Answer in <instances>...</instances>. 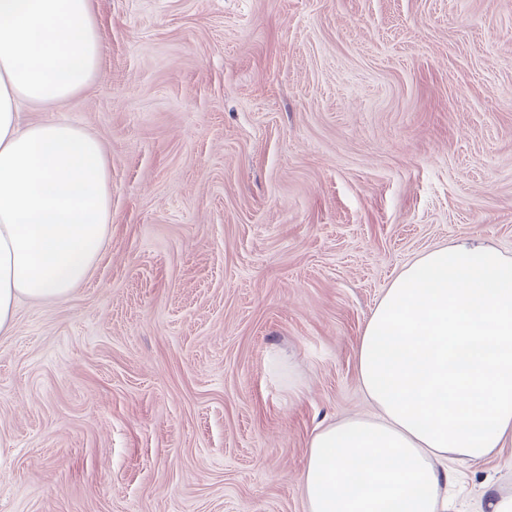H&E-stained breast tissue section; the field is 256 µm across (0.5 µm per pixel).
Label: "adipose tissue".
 <instances>
[{"instance_id": "adipose-tissue-1", "label": "adipose tissue", "mask_w": 512, "mask_h": 512, "mask_svg": "<svg viewBox=\"0 0 512 512\" xmlns=\"http://www.w3.org/2000/svg\"><path fill=\"white\" fill-rule=\"evenodd\" d=\"M91 0H0V332L66 299L100 256L112 178L99 137L24 106L64 103L99 64ZM374 407L316 431L307 512H447L449 462L512 445V257L465 235L403 269L357 353Z\"/></svg>"}]
</instances>
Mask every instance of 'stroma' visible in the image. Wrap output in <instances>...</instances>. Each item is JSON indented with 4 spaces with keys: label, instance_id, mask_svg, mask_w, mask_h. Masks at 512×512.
<instances>
[{
    "label": "stroma",
    "instance_id": "35a3bbf8",
    "mask_svg": "<svg viewBox=\"0 0 512 512\" xmlns=\"http://www.w3.org/2000/svg\"><path fill=\"white\" fill-rule=\"evenodd\" d=\"M85 282L0 334V512H306L314 430L374 408L371 311L427 250L512 256V0H93ZM281 354L288 375L267 366ZM512 447L461 465L448 512Z\"/></svg>",
    "mask_w": 512,
    "mask_h": 512
}]
</instances>
